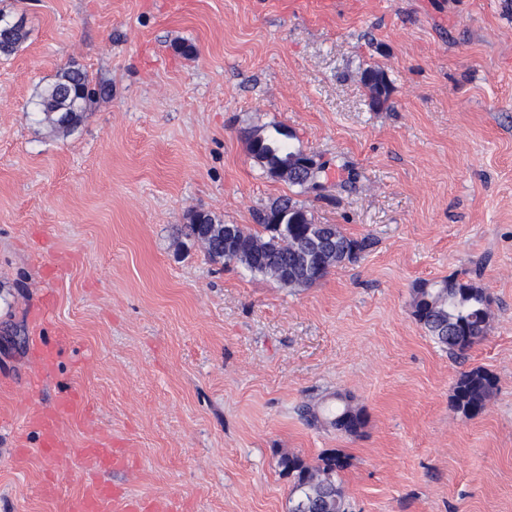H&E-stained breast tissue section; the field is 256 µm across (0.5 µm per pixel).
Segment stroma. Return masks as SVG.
I'll list each match as a JSON object with an SVG mask.
<instances>
[{"mask_svg": "<svg viewBox=\"0 0 512 512\" xmlns=\"http://www.w3.org/2000/svg\"><path fill=\"white\" fill-rule=\"evenodd\" d=\"M0 9L30 30L0 58V512H63L97 478L55 465L24 419L70 392L65 439L126 450L108 481L169 512H289L280 457L336 449L348 512H512V0ZM70 65L109 92L62 137L32 109ZM369 68L388 85L374 110ZM277 127L313 185L251 157L249 134ZM285 195L371 247L284 288L180 232L195 211L255 231ZM450 276L492 299L459 358L412 317L414 288ZM37 341L58 354L41 383ZM474 367L498 387L468 418L451 396ZM339 399L359 434L300 414Z\"/></svg>", "mask_w": 512, "mask_h": 512, "instance_id": "stroma-1", "label": "stroma"}]
</instances>
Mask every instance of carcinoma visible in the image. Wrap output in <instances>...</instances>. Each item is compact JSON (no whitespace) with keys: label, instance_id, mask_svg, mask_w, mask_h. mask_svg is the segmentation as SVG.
Segmentation results:
<instances>
[{"label":"carcinoma","instance_id":"cac0c4a2","mask_svg":"<svg viewBox=\"0 0 512 512\" xmlns=\"http://www.w3.org/2000/svg\"><path fill=\"white\" fill-rule=\"evenodd\" d=\"M28 35L24 18L0 11V57L13 55ZM363 82L370 92V106H381V97L386 94L384 73L366 70ZM94 95L87 74L69 67L38 95L35 113L39 121L70 133L81 124ZM250 153L268 172L295 166L306 158L273 136L259 138V147ZM256 221L262 229L260 235L247 233L237 224L227 226L209 212L196 211L185 225L186 236L202 243L211 260L239 263L288 288L315 285L332 268L357 260L371 246L369 240L349 237L334 224L314 223L308 211L289 196L258 212ZM412 308L416 323L451 355L465 353L488 332L490 296L470 280L454 276L424 282L414 290ZM496 389V377L480 367L472 368L457 379L451 406L466 417L477 416ZM301 415L309 424L324 418L347 435L358 434L366 422L363 410L348 403L330 408L325 414L306 406ZM348 465V456L340 450L323 454L315 464L296 454L280 459L283 473L292 482L294 504H304L303 512H347L339 480Z\"/></svg>","mask_w":512,"mask_h":512}]
</instances>
